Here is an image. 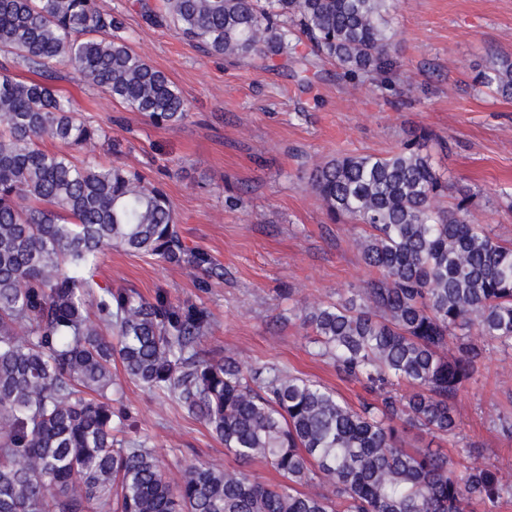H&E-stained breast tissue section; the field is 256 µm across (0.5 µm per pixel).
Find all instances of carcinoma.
<instances>
[{"label": "carcinoma", "mask_w": 512, "mask_h": 512, "mask_svg": "<svg viewBox=\"0 0 512 512\" xmlns=\"http://www.w3.org/2000/svg\"><path fill=\"white\" fill-rule=\"evenodd\" d=\"M397 0H157L147 19L207 55L352 79L398 68L389 17ZM97 0H0V512H496L512 482L490 464L457 469L407 427L453 437L455 402L485 346L512 350V246L474 222L473 193L454 190L427 153L432 134L387 156L344 154L308 178L328 219L361 224L364 288L303 314L316 355L363 380L354 407L276 364L244 368L201 348L210 312L101 286L99 255L119 248L208 277L212 259L184 244L167 193L83 152L106 139L40 75L53 64L112 100L172 127L187 99L120 35ZM307 39L315 59L297 56ZM477 84L512 98V57ZM173 401L238 463L186 466L169 483L131 414L112 408V373ZM410 386L402 395L399 387ZM280 476L260 483L244 466Z\"/></svg>", "instance_id": "carcinoma-1"}]
</instances>
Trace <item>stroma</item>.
<instances>
[{
    "mask_svg": "<svg viewBox=\"0 0 512 512\" xmlns=\"http://www.w3.org/2000/svg\"><path fill=\"white\" fill-rule=\"evenodd\" d=\"M98 4L120 18L134 51L183 91L187 118L155 126L63 67L54 85L105 130L108 143L92 151L96 163L120 161L161 186L184 243L222 271L196 277L110 249L98 280L206 307L211 357L283 366L353 405L364 397L360 383L312 355L299 320L301 307L337 300L368 277L356 245L362 226L331 223L308 186L310 171L337 155H384L428 129L435 167L450 186L471 188L476 223L512 242V99L473 84L486 59L512 56V0H400L391 23L396 73L354 84L329 65L310 87L276 66L257 71L204 54L174 29L149 24L141 0ZM114 406L131 411L168 480L195 461L235 464L203 424L136 384L124 382ZM456 408V437L434 447L465 465H496L512 480V351L487 348Z\"/></svg>",
    "mask_w": 512,
    "mask_h": 512,
    "instance_id": "1",
    "label": "stroma"
}]
</instances>
